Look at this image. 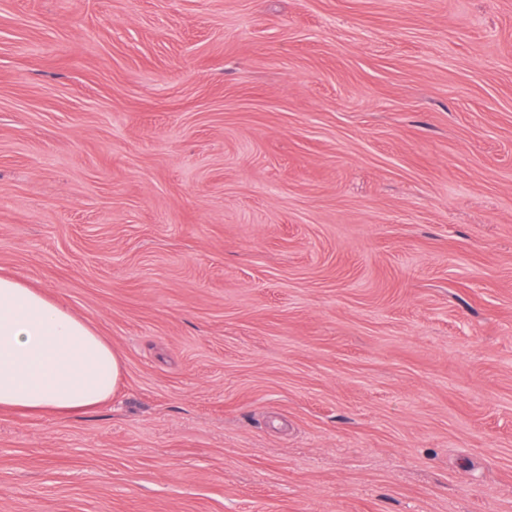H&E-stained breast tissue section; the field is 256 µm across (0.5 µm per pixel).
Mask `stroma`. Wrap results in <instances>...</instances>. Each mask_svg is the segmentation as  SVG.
I'll return each instance as SVG.
<instances>
[{
    "instance_id": "1",
    "label": "stroma",
    "mask_w": 512,
    "mask_h": 512,
    "mask_svg": "<svg viewBox=\"0 0 512 512\" xmlns=\"http://www.w3.org/2000/svg\"><path fill=\"white\" fill-rule=\"evenodd\" d=\"M1 273L0 512H512V0H0ZM122 360L91 325L0 275V409L68 414L112 398Z\"/></svg>"
}]
</instances>
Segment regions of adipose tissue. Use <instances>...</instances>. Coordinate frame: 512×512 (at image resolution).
Wrapping results in <instances>:
<instances>
[{
    "label": "adipose tissue",
    "mask_w": 512,
    "mask_h": 512,
    "mask_svg": "<svg viewBox=\"0 0 512 512\" xmlns=\"http://www.w3.org/2000/svg\"><path fill=\"white\" fill-rule=\"evenodd\" d=\"M122 360L43 291L0 275V409L68 414L109 401Z\"/></svg>",
    "instance_id": "1"
}]
</instances>
